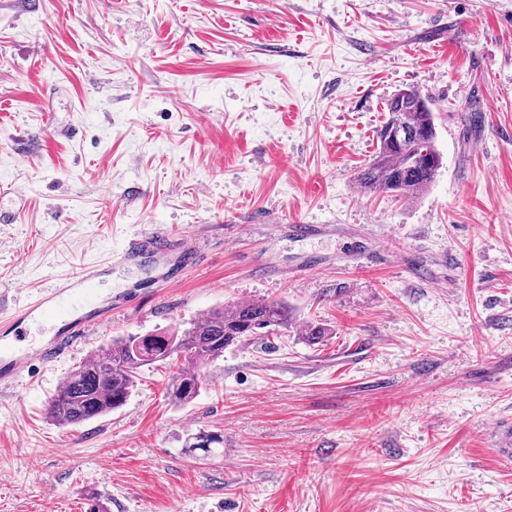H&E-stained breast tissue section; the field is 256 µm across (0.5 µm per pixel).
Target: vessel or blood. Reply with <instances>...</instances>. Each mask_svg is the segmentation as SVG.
Masks as SVG:
<instances>
[{
	"instance_id": "b4317fda",
	"label": "vessel or blood",
	"mask_w": 512,
	"mask_h": 512,
	"mask_svg": "<svg viewBox=\"0 0 512 512\" xmlns=\"http://www.w3.org/2000/svg\"><path fill=\"white\" fill-rule=\"evenodd\" d=\"M101 277L97 270H85L77 275L74 290L57 288L43 296L35 305L15 311L10 321L21 326L31 315L45 318H67L68 331L76 333L92 327L98 321L97 293ZM67 342L66 336L54 337L50 346L34 352H23L0 360V381H10L14 376L34 365L35 361L47 360L59 353Z\"/></svg>"
}]
</instances>
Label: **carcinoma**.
<instances>
[{"instance_id": "carcinoma-1", "label": "carcinoma", "mask_w": 512, "mask_h": 512, "mask_svg": "<svg viewBox=\"0 0 512 512\" xmlns=\"http://www.w3.org/2000/svg\"><path fill=\"white\" fill-rule=\"evenodd\" d=\"M386 118L377 132V150L356 181L364 193L388 192L406 202L423 195L442 166L437 148V130L430 100L414 87L396 91L386 104ZM404 121L414 135L397 144L386 129ZM290 322L288 308L278 301H250L218 307L194 319L172 335L155 336L140 351L133 349L135 337L115 338L104 350L94 352L67 376L47 403L49 420L60 427H74L122 408L130 398L139 370L171 357L184 359L170 389L177 406L193 402L203 386L201 368L224 357V350L246 336H263ZM224 447V435L198 431L187 437L184 453L208 458Z\"/></svg>"}]
</instances>
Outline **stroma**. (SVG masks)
Returning a JSON list of instances; mask_svg holds the SVG:
<instances>
[{"mask_svg": "<svg viewBox=\"0 0 512 512\" xmlns=\"http://www.w3.org/2000/svg\"><path fill=\"white\" fill-rule=\"evenodd\" d=\"M409 85L443 165L408 204L356 175ZM2 187L0 346L61 334L1 318L94 266L104 317L0 384V512H512V0H0ZM157 228L172 288L123 258ZM245 300L294 322L226 349L191 404L165 363L104 418L47 419L112 339ZM202 429L221 456L184 455Z\"/></svg>", "mask_w": 512, "mask_h": 512, "instance_id": "1", "label": "stroma"}]
</instances>
